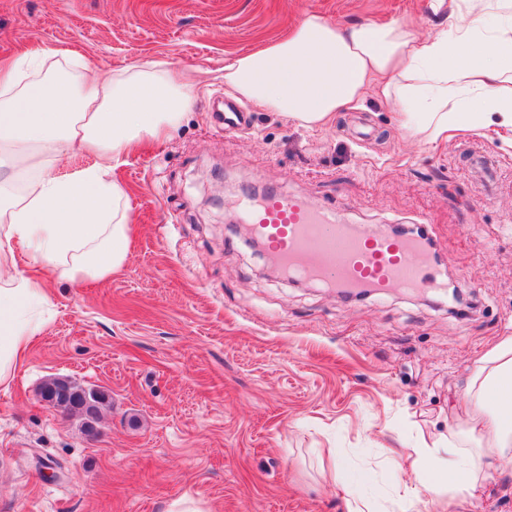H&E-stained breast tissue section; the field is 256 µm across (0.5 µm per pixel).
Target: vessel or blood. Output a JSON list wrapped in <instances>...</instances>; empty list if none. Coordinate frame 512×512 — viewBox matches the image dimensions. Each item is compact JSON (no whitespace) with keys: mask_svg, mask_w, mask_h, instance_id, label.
<instances>
[{"mask_svg":"<svg viewBox=\"0 0 512 512\" xmlns=\"http://www.w3.org/2000/svg\"><path fill=\"white\" fill-rule=\"evenodd\" d=\"M234 215L249 221L268 254L293 276L378 294L448 285L423 240L394 236L384 224L356 234L334 214L279 193L258 202L241 199Z\"/></svg>","mask_w":512,"mask_h":512,"instance_id":"obj_1","label":"vessel or blood"}]
</instances>
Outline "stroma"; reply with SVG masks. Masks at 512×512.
Segmentation results:
<instances>
[{
  "mask_svg": "<svg viewBox=\"0 0 512 512\" xmlns=\"http://www.w3.org/2000/svg\"><path fill=\"white\" fill-rule=\"evenodd\" d=\"M432 0H0V61L46 43L107 76L141 58L200 87L171 138L112 171L131 203L124 266L51 286L53 317L0 388V512H397L406 449L465 418L474 360L512 334V149L492 130L421 142L376 104L308 130L249 108L225 133L224 58L305 12L337 24L407 17ZM244 184L407 224L473 297L394 291L345 301L266 276L229 227ZM104 390L98 420L44 405L50 377ZM473 512H512V461Z\"/></svg>",
  "mask_w": 512,
  "mask_h": 512,
  "instance_id": "stroma-1",
  "label": "stroma"
}]
</instances>
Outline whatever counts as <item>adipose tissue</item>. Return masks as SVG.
Masks as SVG:
<instances>
[{"label": "adipose tissue", "instance_id": "obj_1", "mask_svg": "<svg viewBox=\"0 0 512 512\" xmlns=\"http://www.w3.org/2000/svg\"><path fill=\"white\" fill-rule=\"evenodd\" d=\"M445 15L419 36L402 20L335 24L303 14L283 37L224 59L239 99L318 128L366 97L394 107L409 137L457 129L512 131V0H434ZM68 50L37 45L0 66V386L8 385L53 303L48 281L101 280L128 255L129 197L112 165L175 131L196 88L152 61L94 80ZM97 163L60 177L65 154ZM470 412L447 447L411 449L410 500L471 512L487 466L512 459V336L478 358Z\"/></svg>", "mask_w": 512, "mask_h": 512}]
</instances>
